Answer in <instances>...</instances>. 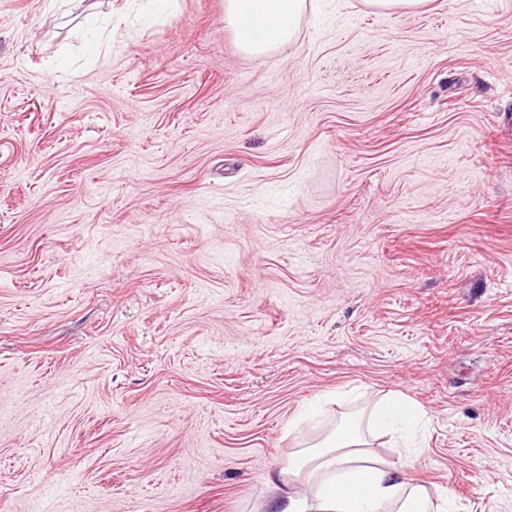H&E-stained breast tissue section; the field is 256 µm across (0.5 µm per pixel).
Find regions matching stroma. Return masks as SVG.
<instances>
[{
    "label": "stroma",
    "mask_w": 512,
    "mask_h": 512,
    "mask_svg": "<svg viewBox=\"0 0 512 512\" xmlns=\"http://www.w3.org/2000/svg\"><path fill=\"white\" fill-rule=\"evenodd\" d=\"M0 0V512H260L390 392L512 512V0ZM305 8V0H226L224 23L235 37L239 49L253 59L279 53L294 41L298 20ZM274 19L280 22L277 35L261 39L254 24Z\"/></svg>",
    "instance_id": "35a3bbf8"
}]
</instances>
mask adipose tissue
Listing matches in <instances>:
<instances>
[{
  "label": "adipose tissue",
  "mask_w": 512,
  "mask_h": 512,
  "mask_svg": "<svg viewBox=\"0 0 512 512\" xmlns=\"http://www.w3.org/2000/svg\"><path fill=\"white\" fill-rule=\"evenodd\" d=\"M304 8L305 0H225L224 23L239 49L260 59L293 41ZM421 417L417 405L396 393L346 414L321 442L289 454L273 512H455L450 497L431 495L405 468L370 449L373 433L396 437Z\"/></svg>",
  "instance_id": "obj_1"
}]
</instances>
